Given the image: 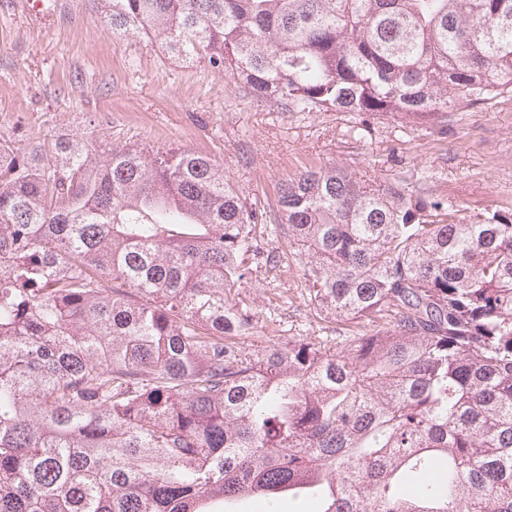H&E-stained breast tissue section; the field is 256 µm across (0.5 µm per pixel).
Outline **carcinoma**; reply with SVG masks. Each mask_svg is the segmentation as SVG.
Segmentation results:
<instances>
[{
    "label": "carcinoma",
    "instance_id": "obj_1",
    "mask_svg": "<svg viewBox=\"0 0 512 512\" xmlns=\"http://www.w3.org/2000/svg\"><path fill=\"white\" fill-rule=\"evenodd\" d=\"M278 112L439 131L512 92V0H91ZM257 210L207 155L0 136V512H512V209L332 166ZM275 224L369 330L244 345Z\"/></svg>",
    "mask_w": 512,
    "mask_h": 512
}]
</instances>
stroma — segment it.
Returning <instances> with one entry per match:
<instances>
[{
	"label": "stroma",
	"instance_id": "1",
	"mask_svg": "<svg viewBox=\"0 0 512 512\" xmlns=\"http://www.w3.org/2000/svg\"><path fill=\"white\" fill-rule=\"evenodd\" d=\"M92 128L116 143L206 154L271 212L281 183L328 166L368 185L422 174L459 208H512V93L452 113L444 132L394 119L364 127L352 112H275L224 73L113 34L87 0H44L38 15L25 0H0V135L35 143ZM302 273L298 262L275 281L254 272L247 343L364 331L311 301Z\"/></svg>",
	"mask_w": 512,
	"mask_h": 512
}]
</instances>
